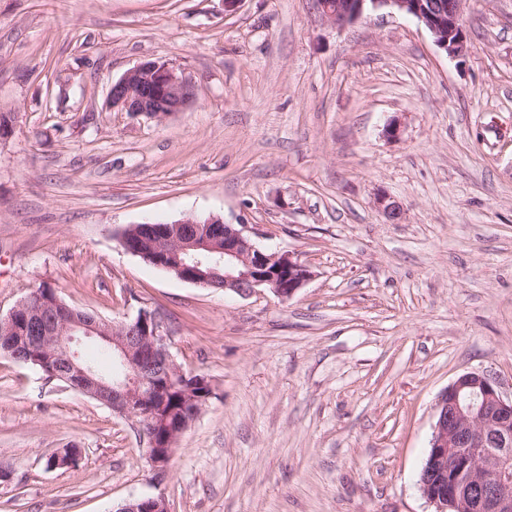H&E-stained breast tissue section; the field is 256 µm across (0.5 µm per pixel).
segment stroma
Listing matches in <instances>:
<instances>
[{
  "label": "stroma",
  "instance_id": "obj_1",
  "mask_svg": "<svg viewBox=\"0 0 512 512\" xmlns=\"http://www.w3.org/2000/svg\"><path fill=\"white\" fill-rule=\"evenodd\" d=\"M462 19L452 58L412 17L339 29L315 0H0V315L42 283L108 320L157 313L213 388L159 480L136 419L0 355V512H435L439 395L480 371L512 396V0ZM144 61L194 105L109 108ZM212 216L310 279L244 296L121 244ZM72 444L77 468H46ZM115 512H168V508L162 497H143L126 501Z\"/></svg>",
  "mask_w": 512,
  "mask_h": 512
}]
</instances>
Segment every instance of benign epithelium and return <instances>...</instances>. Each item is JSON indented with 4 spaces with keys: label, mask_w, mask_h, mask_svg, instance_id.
<instances>
[{
    "label": "benign epithelium",
    "mask_w": 512,
    "mask_h": 512,
    "mask_svg": "<svg viewBox=\"0 0 512 512\" xmlns=\"http://www.w3.org/2000/svg\"><path fill=\"white\" fill-rule=\"evenodd\" d=\"M464 0H335L323 3V16L337 26L354 22L369 10L389 9L415 18L450 57L468 52L461 20ZM112 108L163 119L194 103L192 85L174 69L145 61L112 84ZM219 218L185 219L172 224H146L122 244L178 279L205 288H221L249 295L268 288L281 300L292 298L311 272L289 254L260 250L245 234V225L224 224ZM24 335L25 350L11 353L23 364L41 366L52 379L71 387L128 417L140 419L148 438V459L155 477L168 471L175 446L185 431H171L167 447L156 442L167 394L181 387L193 415L204 406L194 393L198 376L187 372L170 354L160 319L149 312L118 325L85 317L66 304L53 289H38L0 317V338ZM102 343L112 352L117 370L105 378L84 361L79 345ZM430 451L424 460L419 486L435 505V512H512V399L502 395L495 378L484 372L459 376L438 397ZM114 512H168L162 497L126 501Z\"/></svg>",
    "instance_id": "1"
}]
</instances>
